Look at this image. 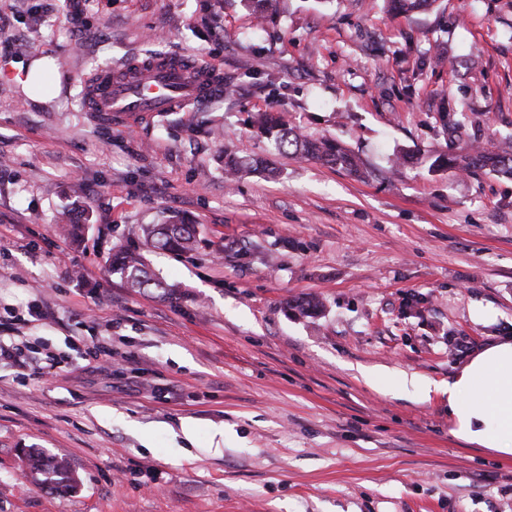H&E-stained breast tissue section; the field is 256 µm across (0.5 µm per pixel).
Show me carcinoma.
<instances>
[{
	"instance_id": "cac0c4a2",
	"label": "carcinoma",
	"mask_w": 512,
	"mask_h": 512,
	"mask_svg": "<svg viewBox=\"0 0 512 512\" xmlns=\"http://www.w3.org/2000/svg\"><path fill=\"white\" fill-rule=\"evenodd\" d=\"M433 2L434 0H388L390 8L399 14L425 10ZM253 124L280 152L317 159L326 165L340 167L358 176L363 173L362 163L352 151L334 140L303 134L288 122L282 112L259 113ZM434 166L465 171L490 167L512 178V146L497 149L472 148L464 153L440 154L435 159ZM266 170L268 166L260 158L241 156L232 152L224 153V173L230 177H236L246 171ZM87 221V211L75 200L63 214L60 229L64 233L75 235ZM142 236V248L124 249L112 254L111 272L119 276L127 287L135 292L154 288L167 294L170 285L163 282L150 268L145 252L151 249H162L176 254L193 251L198 244L196 225L183 216L174 215L162 224L142 226ZM288 309L300 317H311L321 312L323 302L318 297H299L288 304ZM26 458L32 478L44 475L56 488H74L70 466L64 459L51 461L34 450L28 451Z\"/></svg>"
}]
</instances>
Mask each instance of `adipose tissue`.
Returning a JSON list of instances; mask_svg holds the SVG:
<instances>
[{"label":"adipose tissue","instance_id":"ef3b65f1","mask_svg":"<svg viewBox=\"0 0 512 512\" xmlns=\"http://www.w3.org/2000/svg\"><path fill=\"white\" fill-rule=\"evenodd\" d=\"M456 437L512 456V336L477 352L448 384Z\"/></svg>","mask_w":512,"mask_h":512}]
</instances>
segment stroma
<instances>
[{
  "label": "stroma",
  "instance_id": "35a3bbf8",
  "mask_svg": "<svg viewBox=\"0 0 512 512\" xmlns=\"http://www.w3.org/2000/svg\"><path fill=\"white\" fill-rule=\"evenodd\" d=\"M44 55L45 104L17 81ZM153 56L234 92L133 124L86 111L96 65ZM259 112L367 177L275 150ZM505 139L512 0H283L260 26L245 0H0V322L59 362L0 365V512H512V457L457 439L447 392L512 336V178L430 169ZM228 150L277 176L227 182ZM74 180L77 244L55 225ZM171 213L198 238L147 254L174 291H129L112 253ZM313 294L317 317L287 313ZM32 448L75 489L27 481Z\"/></svg>",
  "mask_w": 512,
  "mask_h": 512
}]
</instances>
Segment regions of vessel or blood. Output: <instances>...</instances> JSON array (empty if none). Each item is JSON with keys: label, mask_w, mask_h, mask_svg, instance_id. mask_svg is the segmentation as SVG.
<instances>
[{"label": "vessel or blood", "mask_w": 512, "mask_h": 512, "mask_svg": "<svg viewBox=\"0 0 512 512\" xmlns=\"http://www.w3.org/2000/svg\"><path fill=\"white\" fill-rule=\"evenodd\" d=\"M224 78L199 61L159 57L96 71L85 80V109L103 115L172 112L220 95Z\"/></svg>", "instance_id": "1"}]
</instances>
